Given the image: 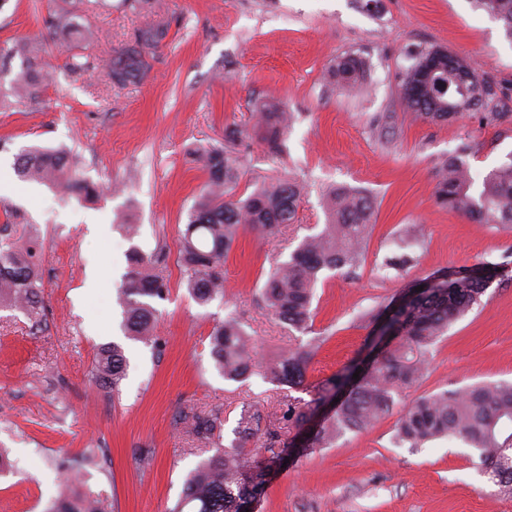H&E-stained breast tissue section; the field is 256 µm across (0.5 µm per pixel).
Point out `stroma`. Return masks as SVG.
<instances>
[{"mask_svg":"<svg viewBox=\"0 0 512 512\" xmlns=\"http://www.w3.org/2000/svg\"><path fill=\"white\" fill-rule=\"evenodd\" d=\"M66 12L89 28L91 67L64 68L67 31L44 27ZM167 26L150 51L152 68L136 85L109 83L114 52L145 24ZM40 45L47 80L36 100L19 101L15 45ZM432 47L469 57L491 85L494 124L470 115L450 122L415 119L400 100L415 55ZM361 58L358 92L331 77L337 60ZM278 99L294 114L280 151L254 128L257 104ZM238 125L242 159L236 194L279 178L302 187L294 223L276 236L244 231L224 261V294L199 304L186 287L179 237L208 180L201 150L224 143ZM474 180L512 154V40L470 0H7L0 8V241L25 236L42 245L45 317L0 308V512H48L68 474L103 498L109 512H171L184 482L214 450L193 434L184 411L224 415L221 442L231 446L244 407L270 426L282 423L287 387L251 376L225 380L209 337L235 314L265 363L297 344L299 334L265 308L260 291L273 259H286L327 220L330 189L371 196L375 213L356 274L324 273L309 332L321 344L306 372L317 383L360 356L369 333L361 314L378 310L408 282L448 267L512 253V227L477 224L434 198L440 164L461 145ZM31 146L63 148L76 174L103 186L94 200L62 198L20 181L14 157ZM130 215L134 237L117 227ZM419 224L421 245L401 250L399 229ZM162 253L169 292L156 301L155 340L123 331L116 288L130 248ZM407 252L401 270L386 258ZM119 344L128 360L118 392L91 381L98 348ZM512 381V282L493 283L475 308L434 346L423 379L397 406L423 394L483 382ZM397 414L346 433L327 448L274 468L256 512H512V497L493 488L463 443L439 439L412 450L393 439ZM93 456H86V449Z\"/></svg>","mask_w":512,"mask_h":512,"instance_id":"obj_1","label":"stroma"}]
</instances>
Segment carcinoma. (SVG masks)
Masks as SVG:
<instances>
[{"instance_id": "cac0c4a2", "label": "carcinoma", "mask_w": 512, "mask_h": 512, "mask_svg": "<svg viewBox=\"0 0 512 512\" xmlns=\"http://www.w3.org/2000/svg\"><path fill=\"white\" fill-rule=\"evenodd\" d=\"M473 4L502 22L506 36L512 39V0H473ZM166 34L160 25L140 28L134 40L113 57L109 81L118 86L142 81L150 69L147 50ZM34 52L28 44L16 48L22 65L12 82L13 92L30 100L37 98L43 81ZM361 74V59L346 56L336 61L333 77L337 85L353 88ZM490 94L473 63L441 47L418 53L401 85L405 109L430 122L474 112ZM259 114V134L271 148H279L288 125L281 103L266 101ZM240 136L239 129L227 128L226 146L202 154L208 188L190 211L181 236L180 261L186 285L201 304L224 295V260L240 231L250 229L271 236L296 216L300 191L290 178L259 187L244 198L235 197L239 160L232 146ZM466 152L464 146L441 164L435 185L437 202L465 212L479 224L511 226L512 155L477 186ZM71 167L66 153L39 148L21 150L14 163L22 180L48 183L70 196L90 199L101 195L100 186L77 177ZM373 212L368 195L350 188L333 189L327 224L270 269L261 291L268 311L296 331L309 332L321 276L339 270L353 274L361 266ZM40 262V244L34 239L0 244V307L20 308L36 324L44 311ZM159 262L135 247L128 253L117 299L124 311L125 332L132 339H153L158 311L151 300H162L168 292ZM508 265L503 261L449 267L410 282L377 312L362 315L371 327L366 356L351 360L315 385L306 383L307 365L315 349L310 342L295 345L281 359L266 365L265 379L300 390L309 399L288 398L283 413L286 426L266 430L264 443L254 454L247 451L246 444L260 431L259 411L243 410L235 429L238 442L229 448L220 443L221 411L186 418L192 431L215 445L216 451L190 473L173 512H184L190 505L196 512H250L265 492L270 470L288 462L293 453L327 448L348 431L375 425L393 409L394 397L423 378L436 341L480 303L494 280H505ZM420 285L423 290H416ZM210 347L224 379L239 382L254 374L250 336L234 315L214 327ZM126 370L124 351L114 343L97 351L92 378L98 387L116 390ZM356 372L357 379L353 378ZM445 437L468 445L477 457L475 466L489 477L496 492L512 497V384H476L421 395L403 410L394 434L396 442L411 448ZM48 512L109 510L92 495L63 493Z\"/></svg>"}]
</instances>
